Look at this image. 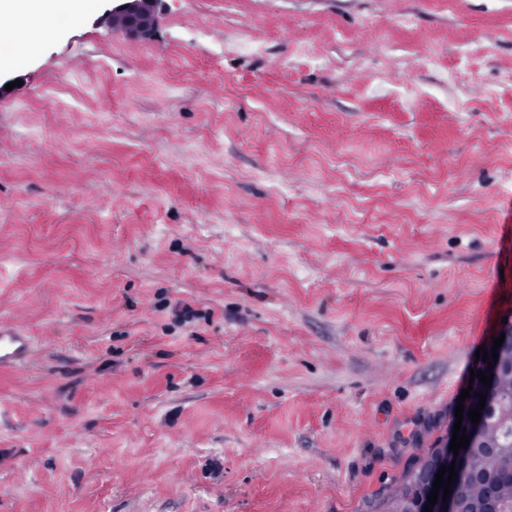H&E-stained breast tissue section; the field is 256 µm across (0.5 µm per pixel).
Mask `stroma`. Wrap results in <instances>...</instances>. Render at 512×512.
<instances>
[{
  "label": "stroma",
  "instance_id": "1",
  "mask_svg": "<svg viewBox=\"0 0 512 512\" xmlns=\"http://www.w3.org/2000/svg\"><path fill=\"white\" fill-rule=\"evenodd\" d=\"M0 65V512H377L512 320V0H165ZM112 9L107 18L109 22L117 18L126 21V25L118 27L133 38H146L153 31L156 17L163 7L164 0H109ZM32 348V339L23 327L15 322H0V366H12L27 355Z\"/></svg>",
  "mask_w": 512,
  "mask_h": 512
}]
</instances>
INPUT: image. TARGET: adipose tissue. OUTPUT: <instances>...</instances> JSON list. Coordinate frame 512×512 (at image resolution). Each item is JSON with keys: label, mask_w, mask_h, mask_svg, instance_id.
<instances>
[{"label": "adipose tissue", "mask_w": 512, "mask_h": 512, "mask_svg": "<svg viewBox=\"0 0 512 512\" xmlns=\"http://www.w3.org/2000/svg\"><path fill=\"white\" fill-rule=\"evenodd\" d=\"M96 0H0V14L14 17H32L38 19V30L19 32L17 27L0 28V42H10L15 52L27 50L30 42L38 32L55 28L56 15L60 9H67L75 15L91 11Z\"/></svg>", "instance_id": "ef3b65f1"}]
</instances>
